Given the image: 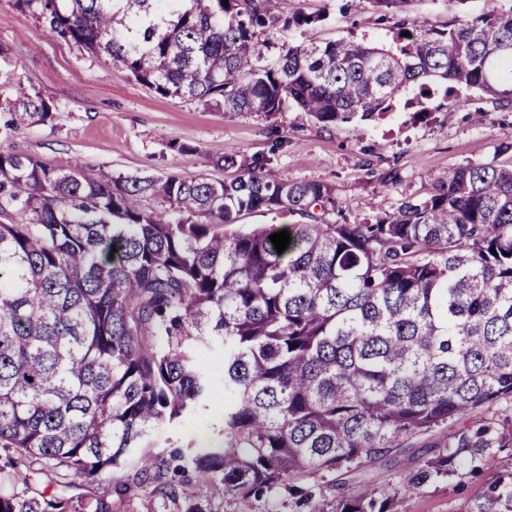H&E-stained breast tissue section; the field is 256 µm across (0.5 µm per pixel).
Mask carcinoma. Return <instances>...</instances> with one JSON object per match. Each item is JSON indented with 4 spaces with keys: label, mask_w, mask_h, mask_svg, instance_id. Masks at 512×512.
Here are the masks:
<instances>
[{
    "label": "carcinoma",
    "mask_w": 512,
    "mask_h": 512,
    "mask_svg": "<svg viewBox=\"0 0 512 512\" xmlns=\"http://www.w3.org/2000/svg\"><path fill=\"white\" fill-rule=\"evenodd\" d=\"M301 0L272 17L263 0H18L52 32L163 97L227 113L280 112L330 128L379 118L395 96L438 93L448 109L476 88L512 104V7L491 3L448 30L414 24L391 46L354 37L290 44L263 63L258 33L324 20ZM408 35H403V32ZM14 108L46 121L40 95ZM222 181L105 178L0 152V512H112V472L156 430L206 411L220 350L218 439L191 462L251 512L283 490L325 512L299 481L348 476L448 427L419 465L386 488L362 485L332 512H405L406 494L479 476L512 447V145L448 169L429 196L373 222L328 224L331 186L265 174L231 152ZM173 207L148 213L144 197ZM290 224L278 253L270 225L236 229L256 210ZM59 487L29 494L18 460ZM140 475L183 470L182 452L144 453ZM460 512H512V470ZM305 220L298 215H289L277 211L259 210L239 217L237 224L248 227L252 224H298Z\"/></svg>",
    "instance_id": "1"
}]
</instances>
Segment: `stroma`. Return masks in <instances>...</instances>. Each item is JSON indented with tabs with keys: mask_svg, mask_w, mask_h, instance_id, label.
I'll list each match as a JSON object with an SVG mask.
<instances>
[{
	"mask_svg": "<svg viewBox=\"0 0 512 512\" xmlns=\"http://www.w3.org/2000/svg\"><path fill=\"white\" fill-rule=\"evenodd\" d=\"M487 0H362L356 10L344 0H303L308 13L325 14L313 28H279L263 40L266 59L282 48L307 41L325 43L348 36L375 45L403 23H427L444 29L479 14ZM41 93L50 106L46 122L34 124L10 111L17 87ZM467 107L448 111L440 96L426 100L423 112L396 104L381 119L356 120L333 128L298 119L287 110L224 113L197 102L163 97L114 69L84 47L58 38L38 11L0 0V151L24 154L46 164H76L112 178L203 175L225 177L216 159L232 151L267 158V171L289 181L331 185L336 207L328 221L362 222L395 210L409 198L433 192L448 168L488 162L501 143H512V105L500 106L476 89L463 92ZM223 390H216L208 411L178 425L158 429L154 453L166 455L168 442L187 443L198 429L221 417ZM415 458L392 454L365 465L348 480L333 473L307 477L320 486L323 500L335 504L346 488L368 483L394 484ZM512 468V448L498 464L466 481L460 489L437 483L410 493L408 512H460L500 470ZM136 460L113 472V483H131L129 492L113 496L114 512H141L143 499H154L158 512H184L188 500L201 501L205 512H238L237 500L214 484L195 478L179 484L176 499L160 494L151 478L137 479Z\"/></svg>",
	"mask_w": 512,
	"mask_h": 512,
	"instance_id": "stroma-1",
	"label": "stroma"
}]
</instances>
